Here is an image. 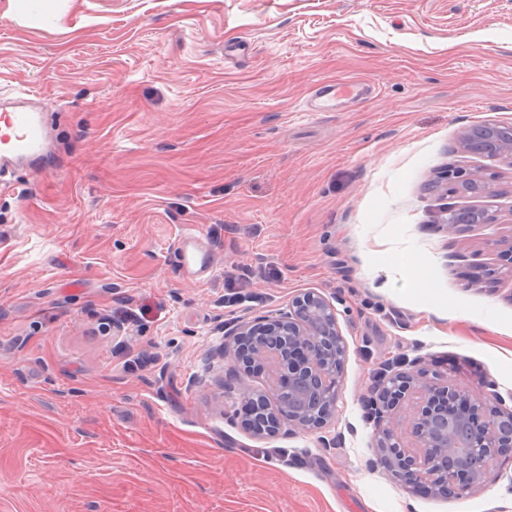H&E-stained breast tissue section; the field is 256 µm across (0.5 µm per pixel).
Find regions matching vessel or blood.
Listing matches in <instances>:
<instances>
[{
    "label": "vessel or blood",
    "instance_id": "vessel-or-blood-1",
    "mask_svg": "<svg viewBox=\"0 0 512 512\" xmlns=\"http://www.w3.org/2000/svg\"><path fill=\"white\" fill-rule=\"evenodd\" d=\"M48 143L47 122L42 112L33 110L31 98L0 102V178L44 155ZM175 259L182 275L198 282L206 280L220 261L194 228L181 232Z\"/></svg>",
    "mask_w": 512,
    "mask_h": 512
}]
</instances>
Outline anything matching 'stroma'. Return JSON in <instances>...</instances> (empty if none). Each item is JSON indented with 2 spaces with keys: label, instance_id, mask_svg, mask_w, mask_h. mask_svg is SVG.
Here are the masks:
<instances>
[{
  "label": "stroma",
  "instance_id": "stroma-1",
  "mask_svg": "<svg viewBox=\"0 0 512 512\" xmlns=\"http://www.w3.org/2000/svg\"><path fill=\"white\" fill-rule=\"evenodd\" d=\"M14 90L50 147L0 190V512H512L495 467L410 491L364 416L388 364L512 395V166L459 142L512 124V0H67L38 25L0 0ZM451 165L496 194L428 190ZM462 208L495 220L440 225ZM187 225L220 257L203 282L174 258ZM241 266L262 301L231 312ZM310 291L346 346L338 410L248 429L268 375L224 355L228 325ZM123 296L138 322L107 326ZM242 273L237 277H228L224 283L225 293H224V307H236L242 305L244 302H255L253 297L250 295L243 294L241 291H236V284L240 280H245L249 278L252 271L248 267H243L240 270Z\"/></svg>",
  "mask_w": 512,
  "mask_h": 512
}]
</instances>
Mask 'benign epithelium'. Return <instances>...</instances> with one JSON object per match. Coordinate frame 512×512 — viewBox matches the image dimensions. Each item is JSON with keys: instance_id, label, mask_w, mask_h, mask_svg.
Listing matches in <instances>:
<instances>
[{"instance_id": "7a95c632", "label": "benign epithelium", "mask_w": 512, "mask_h": 512, "mask_svg": "<svg viewBox=\"0 0 512 512\" xmlns=\"http://www.w3.org/2000/svg\"><path fill=\"white\" fill-rule=\"evenodd\" d=\"M481 155L512 164V125H493L482 135ZM471 179L450 167L448 186ZM235 359L269 370V391L289 426L306 430L326 421L337 406L345 345L336 313L322 296L306 293L293 311L229 332ZM378 462L405 485L448 497L466 494L489 469L512 464V407L500 395L487 403L454 383L422 380L401 372L379 391Z\"/></svg>"}]
</instances>
